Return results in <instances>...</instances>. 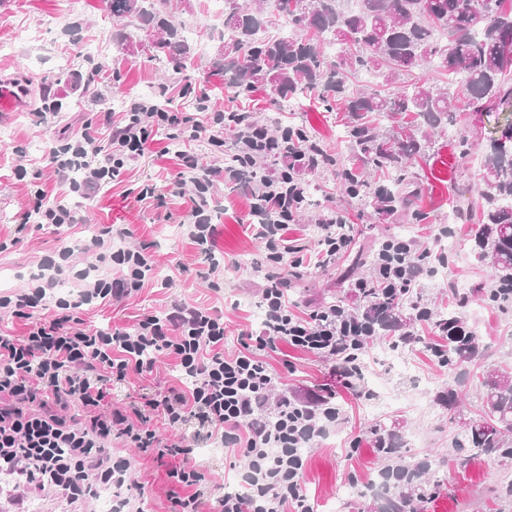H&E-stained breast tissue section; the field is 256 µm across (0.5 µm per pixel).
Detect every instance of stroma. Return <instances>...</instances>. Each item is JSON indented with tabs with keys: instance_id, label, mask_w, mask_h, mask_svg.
<instances>
[{
	"instance_id": "1",
	"label": "stroma",
	"mask_w": 512,
	"mask_h": 512,
	"mask_svg": "<svg viewBox=\"0 0 512 512\" xmlns=\"http://www.w3.org/2000/svg\"><path fill=\"white\" fill-rule=\"evenodd\" d=\"M210 4L211 0H193L192 10L184 11L177 0H171L169 9L178 23L195 24L199 34L200 45L193 50V61L181 71L151 57L150 53L130 54L118 49L117 29L111 20L105 19L102 0H0V43L10 46L9 51L0 52V76H17L27 87L23 109L0 112V132L8 135L7 141L0 143V240L10 244L9 249L0 252V269L13 273V287H24L44 255L63 246L79 248L101 225H124L130 231L126 246L149 245L157 275L129 297L82 308L78 316L83 324L104 330L130 329L144 312H163L172 301L182 300L223 316L224 349L232 352L238 347L240 330L260 329L263 319L261 285L254 271L265 264L266 257L251 228L245 192L231 193L221 184L214 188L212 222L217 226L218 246L226 259L223 286L215 289L205 276L208 265L203 256L180 231L190 208L192 188L181 184L176 159L164 152L169 144L165 133H157L152 154L128 162L119 177L104 185L95 199L88 200L57 184L47 155L48 139L32 120L33 112L43 105L42 94L66 99L74 107L63 115L62 121L72 135L84 121L103 117L107 112L113 121H121L123 110L113 107V99L153 94L162 85L168 88L165 100L169 108L191 111L192 97L186 92L185 80L190 77L203 82L223 33L222 28L211 24ZM23 30L32 34V41H17V33ZM94 62L99 65L100 75L91 82L87 74ZM213 101L222 110L255 111L262 121L275 118L286 124L304 120L323 138L328 149L344 159L352 157L343 139L344 112H326L310 104L289 112L281 105L271 104L264 95H256L248 102L228 90L215 95ZM503 122L500 114L464 112L456 129L438 136L429 159L422 165L425 190L421 201L423 208L435 215L436 223H447L451 215L450 200L468 204L478 201L485 147L491 137L497 136ZM460 127L469 130L473 140L472 152L463 162L458 159L456 147V130ZM20 165L28 171L23 181L13 177L14 169ZM315 178L321 190L312 196L309 209L302 211L296 224L291 225L289 237L315 239V223L323 209L338 208L352 214L358 208L356 201L343 194L334 174L319 172ZM35 180L45 186L52 198L83 210L86 223L56 232L32 223L23 234H16ZM145 182L155 184L158 196L165 199L171 214L169 221L159 220L153 200L139 199V187ZM435 225L413 224L405 228L392 223L390 218L376 216L355 222L354 243L360 246L375 238L405 233L418 246L430 247L434 244ZM454 230L457 256L448 269L423 279L422 296L426 303L447 301L449 283L478 288L488 281V268L469 254L475 225L458 224ZM350 262L346 256L335 268L309 265L305 282L288 291V302L294 312L304 317L314 307L334 300L339 291L336 270ZM467 316L479 322L480 337L488 349L490 362L512 359V312L506 314L477 301L470 304ZM399 353L410 365L411 373L426 378V390L421 394L415 392L410 374H390L394 402L379 412L373 411L371 399L357 397L337 386L331 374V359L292 348L281 354H265V361L278 374L276 392L304 397L325 387L333 389L345 417L334 433L305 454L306 488L316 512H372L370 498L356 497L345 506L341 494L349 481L366 484L381 467L368 443L370 429L376 422L396 421L406 425L409 433L420 434L421 444L409 449V458L447 457L455 427L448 421L447 410L436 404L434 397L437 392L447 390L450 375L433 361L423 346H406ZM179 377L174 359L166 354L158 355L152 375L111 383L106 404L121 407L144 403L179 386ZM151 425L164 437L192 445L197 464L215 484V494L240 491L236 473L243 469L245 461L222 451L220 440L209 443L197 439L198 426L192 421L171 428L157 417ZM356 439L361 445L355 450L351 443ZM112 446L117 455L130 460V479L144 490L145 512H169L175 486L168 473L178 466V459L157 458L129 447L121 439L113 440ZM511 472L483 459L475 460L462 471L443 466L439 475L444 489L425 504L423 512H496L491 489Z\"/></svg>"
}]
</instances>
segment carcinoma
Here are the masks:
<instances>
[{"mask_svg": "<svg viewBox=\"0 0 512 512\" xmlns=\"http://www.w3.org/2000/svg\"><path fill=\"white\" fill-rule=\"evenodd\" d=\"M168 0H104L106 18L138 30L133 37L119 33V46L127 53L147 50L182 64L191 51L182 28L167 13ZM277 16L288 19V37L270 39L260 34L268 21L257 0H224V46L211 74L227 81L237 97L250 99L262 92L273 100L292 103L313 99L327 108L334 104L348 112L344 135L357 156L358 166L347 168L323 140L304 122L273 128L274 135L290 140L289 147L271 154L263 169L273 168L299 179L307 168L302 155L321 161L319 170L336 174L341 187L360 206V217L385 214L398 224H427L421 206L422 179L419 160L430 155L435 136L457 124V112H504L512 106V61L502 49L512 44V5L509 0H484V18L478 19L474 0H360L349 12L344 0H278ZM339 45L336 57L325 54L324 43ZM428 78H412L419 70ZM368 73L375 79L361 90L351 78ZM421 120L425 130L405 122L409 115ZM241 118L224 114V131L233 134L224 145V166L240 175L252 172L241 165L237 145ZM389 174L390 183L375 186L371 174ZM483 189L478 208L455 205L462 224L478 221L474 235L475 258L489 262L490 280L483 288L448 285V309L431 310L423 319L422 292L404 288L396 293L377 286L361 290L357 270L376 269L379 257L395 238L367 242L338 278L340 287L358 304L348 308L341 296L330 305L364 324L365 348L389 336L404 345L421 343L438 362L479 379V412L465 417L453 386L443 398L448 422L459 426L451 439L450 456L463 469L483 458L504 466L512 463V366L483 364L485 347L474 327L467 325L465 310L477 297L512 310V120L490 141L482 160ZM427 272L450 262L456 249L439 253L416 251ZM427 325L438 337L430 342L418 334ZM371 444L383 461L379 478L383 492L371 495L374 512H410L414 504L434 498L443 486L432 470L433 461L406 459L404 431L376 424Z\"/></svg>", "mask_w": 512, "mask_h": 512, "instance_id": "1", "label": "carcinoma"}]
</instances>
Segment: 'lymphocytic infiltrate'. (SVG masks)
Instances as JSON below:
<instances>
[{
    "instance_id": "f902f5d3",
    "label": "lymphocytic infiltrate",
    "mask_w": 512,
    "mask_h": 512,
    "mask_svg": "<svg viewBox=\"0 0 512 512\" xmlns=\"http://www.w3.org/2000/svg\"><path fill=\"white\" fill-rule=\"evenodd\" d=\"M125 115L122 125L107 128L87 121L80 134L67 136L57 128L59 113H39L59 185L86 198L95 196L127 161L150 152L160 127L170 141H203L213 153L224 149V114L213 109L207 94H195L189 113L163 108L152 98H132ZM176 158L181 178L194 188L185 233L209 273H217L224 255L211 222L213 189L217 182L237 181L238 173L202 167L190 150L177 151ZM301 193L299 183L282 177H257L248 190L253 205L271 216L257 233L267 257L255 271L264 283V320L260 331H241L234 352L224 350L223 317L182 301L161 316L143 313L129 331L81 327L77 310L139 291L155 267L147 248L125 247L128 231L115 224L102 227L78 250L84 256L81 264L72 261L76 250L61 247L44 259L32 284L1 294L0 310L26 320L28 330L20 337L0 334V481L12 491L50 495L71 512H84L88 503L121 488L129 476V460L112 453L109 441L115 436L161 457H181V465L170 473L180 489L171 499V512H202L213 482L198 468L192 448L150 429L152 416L158 415L173 428L197 421L200 430L221 435L225 448L245 459L239 473L244 491L212 496L217 512H313L303 484L304 455L340 424V412L324 395L306 402L272 398L277 373L259 355L289 346L333 358L343 339L362 336L364 330L333 308L317 307L305 320L288 309L284 270L303 268L313 247L306 239L288 236ZM33 218L55 228L86 221L84 212L51 200L42 188L34 191L22 215L26 222ZM63 281L72 290L61 296L55 289ZM46 307L53 310L47 321L37 316ZM161 353L175 359L190 386L169 388L161 398L128 411L105 409L108 383L152 374ZM75 407L87 414L88 424L69 418Z\"/></svg>"
}]
</instances>
